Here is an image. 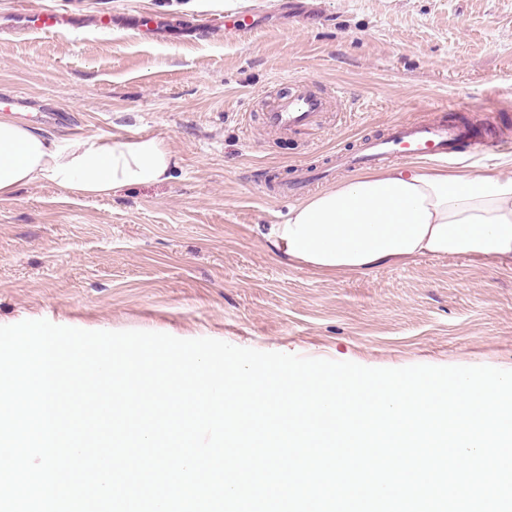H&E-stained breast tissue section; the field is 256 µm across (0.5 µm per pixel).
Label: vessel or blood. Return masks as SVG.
<instances>
[{
	"label": "vessel or blood",
	"mask_w": 512,
	"mask_h": 512,
	"mask_svg": "<svg viewBox=\"0 0 512 512\" xmlns=\"http://www.w3.org/2000/svg\"><path fill=\"white\" fill-rule=\"evenodd\" d=\"M73 24L72 15L56 10L32 12L23 7L17 10V31L23 36L53 35ZM220 24L225 31L242 36L253 31L255 19L248 12L228 10ZM330 104L329 96L318 90L313 81L289 79L281 91L270 95L261 114V124L264 131L280 136L310 134L322 128ZM465 144L487 152L500 147L499 142L482 139L463 123L443 119L396 121L388 125L385 134L361 139L351 151L329 153L323 164L293 166L290 175L275 183L272 194L278 199L292 201L330 181L340 168L351 171L376 169L395 158L450 160Z\"/></svg>",
	"instance_id": "b4317fda"
}]
</instances>
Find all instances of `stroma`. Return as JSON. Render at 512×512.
Here are the masks:
<instances>
[{
  "mask_svg": "<svg viewBox=\"0 0 512 512\" xmlns=\"http://www.w3.org/2000/svg\"><path fill=\"white\" fill-rule=\"evenodd\" d=\"M68 5L80 25L36 38L0 34V95L60 144L93 135L167 141L171 181L108 198L53 186L0 202V326L45 319L90 331L164 332L371 368L512 370V267L419 258L362 274L289 265L264 237L290 203L257 169L320 163L395 120L454 116L505 145L492 160L464 146L473 172L512 169V0H27ZM251 9L245 38L209 29ZM112 15L103 32L93 20ZM157 16L153 38L135 26ZM176 18L193 22L184 30ZM285 78L344 90L354 113L328 116L314 140L243 136Z\"/></svg>",
  "mask_w": 512,
  "mask_h": 512,
  "instance_id": "stroma-1",
  "label": "stroma"
}]
</instances>
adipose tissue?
I'll use <instances>...</instances> for the list:
<instances>
[{
    "label": "adipose tissue",
    "mask_w": 512,
    "mask_h": 512,
    "mask_svg": "<svg viewBox=\"0 0 512 512\" xmlns=\"http://www.w3.org/2000/svg\"><path fill=\"white\" fill-rule=\"evenodd\" d=\"M174 172V153L158 138L96 135L60 145L0 119V201L36 183L108 197L169 181ZM265 237L289 264L330 273L420 257L512 266V175L427 163L363 173L299 203Z\"/></svg>",
    "instance_id": "adipose-tissue-1"
}]
</instances>
